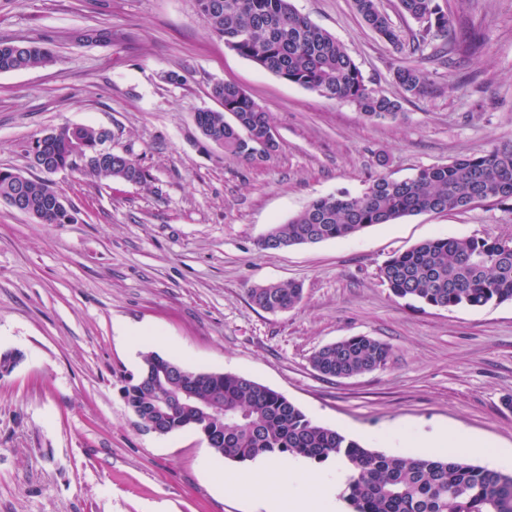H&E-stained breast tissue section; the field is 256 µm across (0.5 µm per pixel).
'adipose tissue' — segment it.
I'll return each instance as SVG.
<instances>
[{
	"mask_svg": "<svg viewBox=\"0 0 512 512\" xmlns=\"http://www.w3.org/2000/svg\"><path fill=\"white\" fill-rule=\"evenodd\" d=\"M401 444L419 455H481L496 463L505 458L493 444L459 428L444 427L428 436L405 437ZM349 472L342 461L335 468L314 472L300 457L271 458L229 473L226 480L240 493L260 496L267 512H343L340 494Z\"/></svg>",
	"mask_w": 512,
	"mask_h": 512,
	"instance_id": "ef3b65f1",
	"label": "adipose tissue"
}]
</instances>
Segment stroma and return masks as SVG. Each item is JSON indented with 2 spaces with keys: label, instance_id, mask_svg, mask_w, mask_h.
Listing matches in <instances>:
<instances>
[{
  "label": "stroma",
  "instance_id": "stroma-1",
  "mask_svg": "<svg viewBox=\"0 0 512 512\" xmlns=\"http://www.w3.org/2000/svg\"><path fill=\"white\" fill-rule=\"evenodd\" d=\"M483 38L456 67L409 52L418 25L379 0L399 44L366 28L352 0H293L343 42L367 84L401 99L372 123L226 48L195 0H0V39L37 40L45 68L0 73V168L36 175L30 148L63 126L112 132L146 182L96 180L82 167L50 179L77 212L42 224L0 201V353L22 361L0 376V512H265L227 490L203 436L142 431L121 396L154 351L181 366L251 378L313 421L395 453L389 429L451 426L512 450V302L437 309L391 294L380 268L436 236L512 237V210L481 203L405 217L353 236L264 250L270 225L313 199L358 194L376 176L403 179L512 143V0H439ZM108 26L107 44L76 30ZM422 63L429 93L404 99L394 77ZM242 87L280 141L243 163L207 143L193 115L216 108L212 84ZM299 282L295 308L269 314L247 293ZM145 332L141 343L134 331ZM367 335L388 343L385 368L326 378L320 347Z\"/></svg>",
  "mask_w": 512,
  "mask_h": 512
}]
</instances>
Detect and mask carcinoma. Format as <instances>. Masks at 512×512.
Returning a JSON list of instances; mask_svg holds the SVG:
<instances>
[{"mask_svg":"<svg viewBox=\"0 0 512 512\" xmlns=\"http://www.w3.org/2000/svg\"><path fill=\"white\" fill-rule=\"evenodd\" d=\"M199 15L224 45L277 77L336 101H349L370 122L395 120L401 101L369 86L348 49L327 30L298 12L292 0H195ZM402 12L419 23L413 52L429 40L448 35L454 25L438 0H399ZM363 24L391 44L400 42L390 17L378 0H353ZM79 43L112 41V29L78 31ZM52 51L29 41H0V73L43 68ZM408 98L428 93V79L417 65L395 72ZM211 95L222 99L219 109L199 110L194 123L202 137L224 152L250 163L261 128H270L268 113L240 86L217 82ZM110 131L92 126H65L36 143L51 174L82 162L97 179L141 184L147 172L127 153L102 151ZM53 183L28 179L0 169V199L24 197L26 211L44 224H60L53 208ZM512 209V145L463 156L447 164L420 167L397 180L378 176L358 195L347 192L312 200L283 224H273L260 247L277 250L354 235L367 227L390 224L423 213L463 210L476 201ZM390 292L430 307H484L512 301V238L435 237L395 254L380 268ZM298 283H269L249 290L251 304L267 313L295 307L302 299ZM390 346L371 336H350L315 351L311 365L325 377L346 378L385 367ZM156 352L142 355L137 376L124 387L127 407L146 418L154 416L164 387L194 384L200 401L217 397L224 412L208 424L214 454L236 462L259 456H301L317 463L344 457L354 472L344 500L352 512H512V474L458 459L388 456L368 449L335 429L313 422L294 403L271 388L244 376L203 372L182 366ZM193 408H174L164 417L166 433L195 427Z\"/></svg>","mask_w":512,"mask_h":512,"instance_id":"obj_1","label":"carcinoma"}]
</instances>
